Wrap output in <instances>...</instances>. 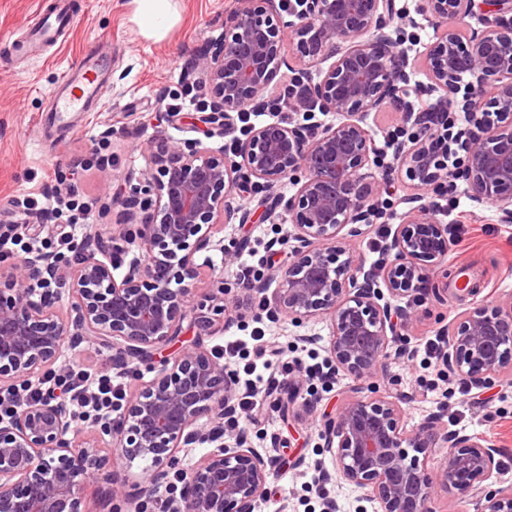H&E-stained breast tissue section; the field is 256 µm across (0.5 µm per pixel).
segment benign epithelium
Listing matches in <instances>:
<instances>
[{"instance_id":"7a95c632","label":"benign epithelium","mask_w":512,"mask_h":512,"mask_svg":"<svg viewBox=\"0 0 512 512\" xmlns=\"http://www.w3.org/2000/svg\"><path fill=\"white\" fill-rule=\"evenodd\" d=\"M246 2L226 19L223 38L202 45L186 74L207 86L201 122L209 135L231 134V145L216 152L199 140L163 139L147 147L145 170L116 196L126 220L107 236L74 239L77 262L67 276L54 254L0 251V400L16 403L12 416L0 419V512H87L81 487L110 468L109 458L78 439L68 401L53 392L28 400L21 392L25 378L56 370L65 345L87 339L116 350L115 359L140 382L118 417L92 423L119 458L145 461L143 487L133 494L124 483L112 487V512H143V499L174 471L184 481L169 512H254L272 459L244 433L229 435L232 448L223 442L224 414L241 392L236 373L199 341L165 354L185 320L208 336L217 318L242 315L241 292L272 320H327L328 339L307 342H325L331 372L354 378L355 396L324 420L320 448L380 512H430L436 484L476 497V512H512V484L500 479L493 444L450 434L448 459L432 469L438 422L407 430L400 401L370 384L391 357H410L401 336L414 315L392 300L422 289L448 257L451 239L435 218L436 200L461 181L471 202L512 223V0H421V15L438 31L422 86L437 95L434 124L402 96L413 68L409 55L396 51L409 36L395 0ZM469 19L483 29L464 38L456 25ZM287 42L298 68L284 54ZM283 68V97L301 120L238 127L246 113L276 104L267 93ZM457 98L466 113L462 126L448 111ZM385 107L402 115L392 135L394 166L367 129L369 114ZM317 110L336 113L338 123L315 120ZM374 171L384 180L400 174L418 193L405 199L409 208L385 257L368 266L350 245L364 226L390 217L380 189L367 181ZM245 180L270 203L261 217L281 204L288 209L289 228L271 244L288 247L290 260L235 288L219 277L196 305V254L217 250L229 263L238 249L213 239L217 218L252 219L233 205ZM286 182L296 188L288 198L279 193ZM133 247L149 261H131L118 280L112 270ZM52 287L67 292L64 316L53 309ZM441 334L447 346L438 358L448 374L481 388L512 377V298L474 308ZM146 372L155 377L143 381ZM203 444L214 450L184 468V449Z\"/></svg>"}]
</instances>
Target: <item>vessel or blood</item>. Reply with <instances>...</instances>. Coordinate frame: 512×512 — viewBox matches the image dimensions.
Returning a JSON list of instances; mask_svg holds the SVG:
<instances>
[{
	"label": "vessel or blood",
	"instance_id": "1",
	"mask_svg": "<svg viewBox=\"0 0 512 512\" xmlns=\"http://www.w3.org/2000/svg\"><path fill=\"white\" fill-rule=\"evenodd\" d=\"M68 0H58L48 13L36 14L30 22L29 33L38 40L51 39L71 21ZM102 59L94 53H83L77 65L69 67L61 80V92L56 110L59 114L85 111L88 103L101 99L107 89Z\"/></svg>",
	"mask_w": 512,
	"mask_h": 512
}]
</instances>
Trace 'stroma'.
<instances>
[{
	"label": "stroma",
	"mask_w": 512,
	"mask_h": 512,
	"mask_svg": "<svg viewBox=\"0 0 512 512\" xmlns=\"http://www.w3.org/2000/svg\"><path fill=\"white\" fill-rule=\"evenodd\" d=\"M70 2L74 24L61 32L56 45L39 54L29 47L25 28L38 8L52 7L53 0H0V219L24 210L46 187L57 186L61 172H75L62 195L65 210L51 223L37 216L31 221L35 231L48 236L70 219V204L86 199L94 203L93 229L111 232L122 212L111 192L145 168L144 148L162 136L176 141L203 137L196 125L198 112L160 120L163 99L183 92V63L192 60L206 41L223 36L225 18L239 6V0H174L178 19L163 39L155 40L138 25L134 0ZM90 48L111 61L109 89L93 111L58 123L50 90ZM97 139L103 154L111 156V167L77 170L78 159L89 157ZM454 196L457 209L439 217L443 223L456 222L448 259L434 273L432 290L403 301L416 314L404 332L414 356L393 360L373 383L384 394H408L403 405L407 429L435 417L442 432L486 438L500 450L502 480L512 483V383L480 390L485 404L474 407L463 385L446 382L436 360L427 359L422 351L423 339L436 335L440 322L512 296V223H501L494 207L472 203L462 191ZM288 223L287 212L280 210L265 221L221 223L214 236L228 244L246 240L240 262L254 263L267 250L276 227ZM463 267L478 288L476 294L458 291L455 274ZM327 334L321 319L299 326L283 320L268 325L265 339L289 360L304 349V337ZM352 384L343 374L331 381L306 382L300 388V404L286 416L271 407L265 392H258L255 423L247 432L253 448L277 458L279 464L267 483L270 493L258 501L255 512H313L325 496L335 498L339 512H377L376 501L334 476L335 465L320 447L322 419L336 414ZM306 400L314 401L313 410L303 408ZM318 465L333 478L315 491L310 481ZM140 467L137 461H121L114 471L92 477L85 491L89 512H111L107 492L113 478L134 480Z\"/></svg>",
	"instance_id": "stroma-1"
}]
</instances>
